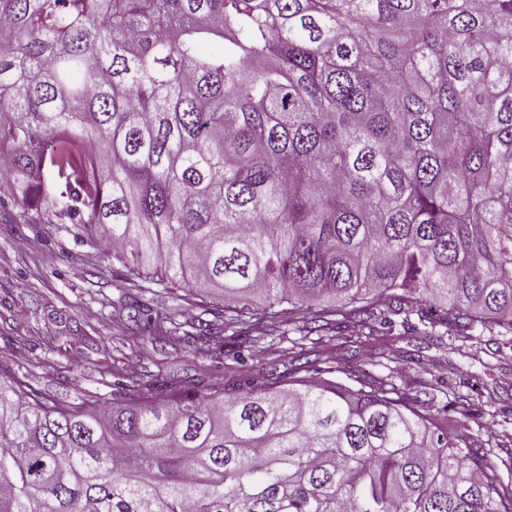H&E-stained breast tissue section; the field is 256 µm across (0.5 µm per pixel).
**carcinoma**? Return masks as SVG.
I'll return each instance as SVG.
<instances>
[{"instance_id": "carcinoma-1", "label": "carcinoma", "mask_w": 512, "mask_h": 512, "mask_svg": "<svg viewBox=\"0 0 512 512\" xmlns=\"http://www.w3.org/2000/svg\"><path fill=\"white\" fill-rule=\"evenodd\" d=\"M218 46L215 51L205 45ZM0 205L224 322L160 348L310 342L246 387L52 402L0 374V512H512L392 317L512 335V0H0Z\"/></svg>"}]
</instances>
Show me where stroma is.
Returning a JSON list of instances; mask_svg holds the SVG:
<instances>
[{
  "instance_id": "stroma-1",
  "label": "stroma",
  "mask_w": 512,
  "mask_h": 512,
  "mask_svg": "<svg viewBox=\"0 0 512 512\" xmlns=\"http://www.w3.org/2000/svg\"><path fill=\"white\" fill-rule=\"evenodd\" d=\"M139 302L174 316L185 326L204 318L211 294L194 289L141 290L124 284L111 261L89 243L74 240L50 224H28L18 208L0 210V368L25 378L48 399L77 403L89 397L111 400L115 382L132 392L147 385L200 389L215 381L237 382L242 372L261 374L268 359L255 356L239 366L223 349L191 347L157 350L150 341L128 336L121 304ZM455 337L430 343L422 328L409 329L400 342L406 358L378 361L371 346H323L331 366L352 365L374 376H393L410 391L443 384L430 412L451 427L467 426L503 480L512 469V338L475 337L468 355L454 353ZM495 350L486 369V350Z\"/></svg>"
}]
</instances>
